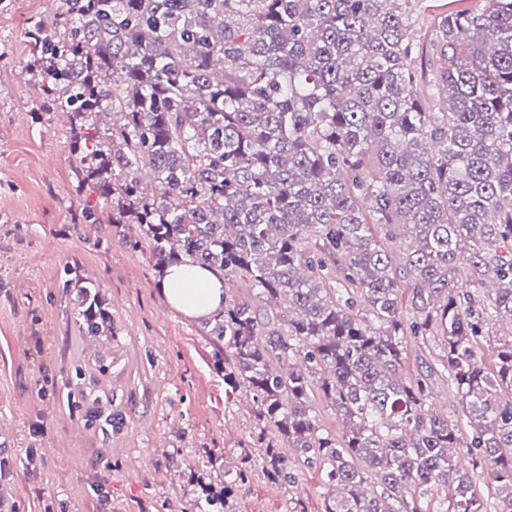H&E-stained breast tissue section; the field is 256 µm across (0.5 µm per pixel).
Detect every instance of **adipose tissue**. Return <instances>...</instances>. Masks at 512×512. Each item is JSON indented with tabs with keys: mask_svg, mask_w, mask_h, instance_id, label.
Instances as JSON below:
<instances>
[{
	"mask_svg": "<svg viewBox=\"0 0 512 512\" xmlns=\"http://www.w3.org/2000/svg\"><path fill=\"white\" fill-rule=\"evenodd\" d=\"M162 291L175 309L197 320L209 318L224 305L223 280L200 267H171Z\"/></svg>",
	"mask_w": 512,
	"mask_h": 512,
	"instance_id": "obj_1",
	"label": "adipose tissue"
}]
</instances>
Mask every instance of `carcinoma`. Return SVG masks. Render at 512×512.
Listing matches in <instances>:
<instances>
[{
  "label": "carcinoma",
  "instance_id": "carcinoma-1",
  "mask_svg": "<svg viewBox=\"0 0 512 512\" xmlns=\"http://www.w3.org/2000/svg\"><path fill=\"white\" fill-rule=\"evenodd\" d=\"M483 2L426 45L409 0H62L25 32L29 82L68 115L76 187L108 223L137 226L158 271L243 278L283 315L226 293L207 335L230 350L224 384L253 395L268 478L295 482L281 437L323 464V512H421L450 486L436 512H512V334L495 331L512 325V0ZM77 283L79 329L102 336L98 285ZM409 337L439 348L413 378ZM439 376L452 419L431 408ZM311 404L313 406V414L322 428L332 436H342L344 432L342 421L336 417L335 412L331 410L326 401L318 394H315V397L311 398Z\"/></svg>",
  "mask_w": 512,
  "mask_h": 512
}]
</instances>
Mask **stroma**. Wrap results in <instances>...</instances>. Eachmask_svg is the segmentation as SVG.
<instances>
[{"mask_svg":"<svg viewBox=\"0 0 512 512\" xmlns=\"http://www.w3.org/2000/svg\"><path fill=\"white\" fill-rule=\"evenodd\" d=\"M481 0H413L417 39ZM60 0H0V512H200L257 432L228 392L223 343L169 307L147 247L131 248L79 192L69 120L21 87L24 35ZM99 287L112 333L82 335L71 269ZM290 484L253 459L230 512H322L325 471Z\"/></svg>","mask_w":512,"mask_h":512,"instance_id":"35a3bbf8","label":"stroma"}]
</instances>
